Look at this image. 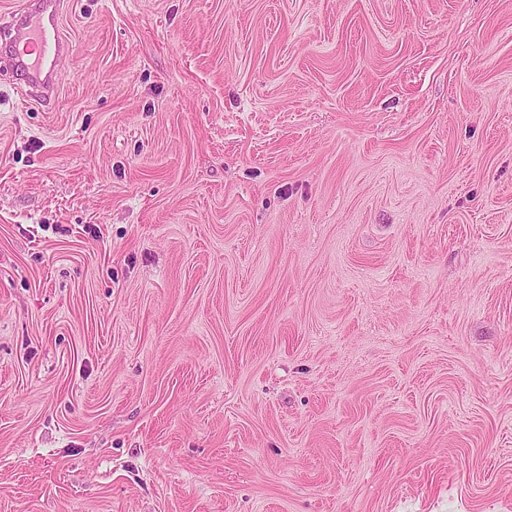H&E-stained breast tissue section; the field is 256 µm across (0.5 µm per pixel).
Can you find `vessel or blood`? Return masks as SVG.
I'll return each mask as SVG.
<instances>
[{
	"mask_svg": "<svg viewBox=\"0 0 512 512\" xmlns=\"http://www.w3.org/2000/svg\"><path fill=\"white\" fill-rule=\"evenodd\" d=\"M61 0H27L23 11L0 21V38L20 37L22 52L13 53L9 64L23 76L18 93L23 100L44 102L56 85L60 64L69 53V45L59 30Z\"/></svg>",
	"mask_w": 512,
	"mask_h": 512,
	"instance_id": "vessel-or-blood-1",
	"label": "vessel or blood"
}]
</instances>
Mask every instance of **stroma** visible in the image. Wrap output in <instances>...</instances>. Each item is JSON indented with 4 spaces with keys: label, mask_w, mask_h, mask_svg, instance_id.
<instances>
[{
    "label": "stroma",
    "mask_w": 512,
    "mask_h": 512,
    "mask_svg": "<svg viewBox=\"0 0 512 512\" xmlns=\"http://www.w3.org/2000/svg\"><path fill=\"white\" fill-rule=\"evenodd\" d=\"M0 69V512H512V0H62ZM60 5V0H31L23 11L11 13L10 21L1 16V41L24 40L22 53L13 51L9 64L23 76L18 94L25 101L43 103L54 94L58 68L69 53L59 30Z\"/></svg>",
    "instance_id": "stroma-1"
}]
</instances>
